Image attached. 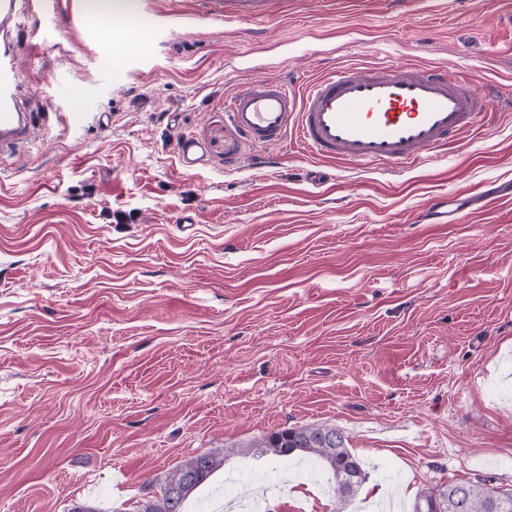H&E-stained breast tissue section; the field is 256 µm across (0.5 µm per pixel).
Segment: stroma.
Returning a JSON list of instances; mask_svg holds the SVG:
<instances>
[{
  "instance_id": "stroma-1",
  "label": "stroma",
  "mask_w": 512,
  "mask_h": 512,
  "mask_svg": "<svg viewBox=\"0 0 512 512\" xmlns=\"http://www.w3.org/2000/svg\"><path fill=\"white\" fill-rule=\"evenodd\" d=\"M499 5L274 0L268 21L212 27L196 0H132L140 30L83 16L24 43V93L49 117L0 168V512H121L192 454L313 423L366 465L350 512L512 486V197L413 221L430 197L512 184V106L403 169L292 138L252 147L224 119L253 79L349 62L443 65L511 93ZM169 112L207 164L180 167ZM333 484L231 454L190 508L253 495L264 512H336Z\"/></svg>"
}]
</instances>
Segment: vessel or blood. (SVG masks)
Wrapping results in <instances>:
<instances>
[{
  "label": "vessel or blood",
  "mask_w": 512,
  "mask_h": 512,
  "mask_svg": "<svg viewBox=\"0 0 512 512\" xmlns=\"http://www.w3.org/2000/svg\"><path fill=\"white\" fill-rule=\"evenodd\" d=\"M21 3L34 36L74 16L62 0H0V167L37 132L36 115L22 95V48L8 35ZM202 3V17L211 24L263 20L271 14V0ZM489 101L487 88L447 68L384 62L337 69L301 98L291 85L257 79L226 98L224 110L236 132L255 146L281 144L293 132L320 158L365 168H402L489 124L494 118ZM175 152L187 171L204 165L208 156L206 144L187 134L176 137ZM465 215L458 198L448 196L432 199L419 212L428 224H458Z\"/></svg>",
  "instance_id": "b4317fda"
}]
</instances>
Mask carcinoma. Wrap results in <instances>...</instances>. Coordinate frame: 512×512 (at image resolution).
<instances>
[{"mask_svg": "<svg viewBox=\"0 0 512 512\" xmlns=\"http://www.w3.org/2000/svg\"><path fill=\"white\" fill-rule=\"evenodd\" d=\"M346 443V436L335 427L310 424L266 434L242 445V452L260 448L276 456L301 455L316 460L332 472L337 512H345L347 502L367 479L360 459ZM224 460V452L216 450L186 458L162 478L165 491L136 501L133 512H187L186 503L224 467ZM413 512H512V489L501 490L484 481L448 483L421 492Z\"/></svg>", "mask_w": 512, "mask_h": 512, "instance_id": "cac0c4a2", "label": "carcinoma"}]
</instances>
